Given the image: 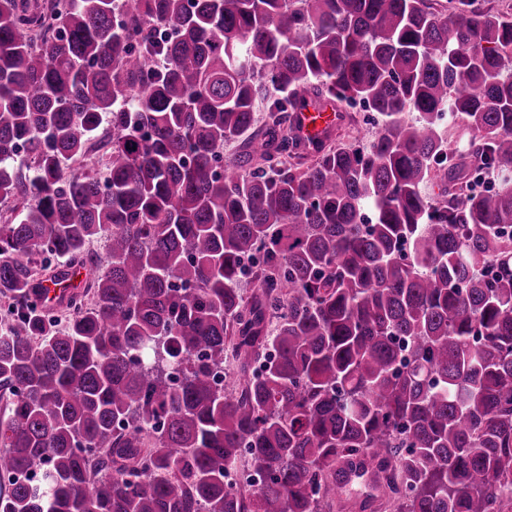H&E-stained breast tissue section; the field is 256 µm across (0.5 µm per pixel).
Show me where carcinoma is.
I'll use <instances>...</instances> for the list:
<instances>
[{
	"label": "carcinoma",
	"mask_w": 512,
	"mask_h": 512,
	"mask_svg": "<svg viewBox=\"0 0 512 512\" xmlns=\"http://www.w3.org/2000/svg\"><path fill=\"white\" fill-rule=\"evenodd\" d=\"M328 103L377 131L302 145ZM1 202L0 512H326L357 456L389 512H512V14L0 0Z\"/></svg>",
	"instance_id": "cac0c4a2"
}]
</instances>
